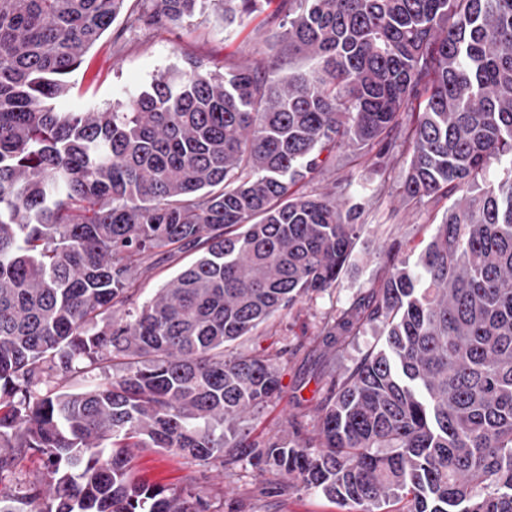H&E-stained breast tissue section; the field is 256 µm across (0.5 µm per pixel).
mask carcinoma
Returning a JSON list of instances; mask_svg holds the SVG:
<instances>
[{
  "label": "carcinoma",
  "instance_id": "carcinoma-1",
  "mask_svg": "<svg viewBox=\"0 0 512 512\" xmlns=\"http://www.w3.org/2000/svg\"><path fill=\"white\" fill-rule=\"evenodd\" d=\"M211 0H151L178 25ZM261 0H224L233 23ZM125 0H0V512H218L134 477L142 448L244 459L346 512H512V0H281L280 53L200 61L117 105L60 112ZM341 149L409 155L408 201L454 198L414 265L323 317L313 346L384 336L321 385L314 434L239 424L283 391L231 349L336 287L360 225L296 189ZM503 176L486 179L492 162ZM201 255L139 311L137 262ZM39 468L40 462L38 457L28 456L20 461L10 481H5V485L10 486L17 492H21L24 490L25 485L38 474Z\"/></svg>",
  "mask_w": 512,
  "mask_h": 512
}]
</instances>
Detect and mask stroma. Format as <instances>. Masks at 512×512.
I'll list each match as a JSON object with an SVG mask.
<instances>
[{
  "instance_id": "obj_1",
  "label": "stroma",
  "mask_w": 512,
  "mask_h": 512,
  "mask_svg": "<svg viewBox=\"0 0 512 512\" xmlns=\"http://www.w3.org/2000/svg\"><path fill=\"white\" fill-rule=\"evenodd\" d=\"M146 6V0H126L124 14L88 50L81 67L72 74L73 89L58 101L59 110L116 103L127 93L147 88L160 71L187 59L203 61L220 73L253 61H275L285 71L295 67L309 72L317 66L316 60L303 56L289 62L280 59V0H262L259 11L240 25L225 22L224 9L215 0L203 14L179 25L131 27L129 14L139 13ZM408 163L405 156L380 161L369 155L355 161L350 152L341 151L325 173L310 183V190L331 193L346 207L357 208L362 229L351 266L336 288L277 314L260 335L237 342V351L271 359L283 385L281 395L246 423L252 439L281 433L292 421L312 426V417L321 403L318 387L324 375L345 372L369 349L382 345L383 338L373 327L366 328L352 345L340 351L328 349L314 354L308 342L326 313L349 303L357 293L377 287L387 250L416 261L450 207L447 198L419 205L403 198L402 176ZM194 258L189 252L174 261L159 255L141 260L137 289L127 303L128 309H141ZM284 346L289 349L288 355L277 357V350ZM132 469L136 477L149 482L207 491L226 512H342L336 503L312 490L271 493L277 475L258 473L245 461L224 473L165 451L143 450L133 459Z\"/></svg>"
}]
</instances>
